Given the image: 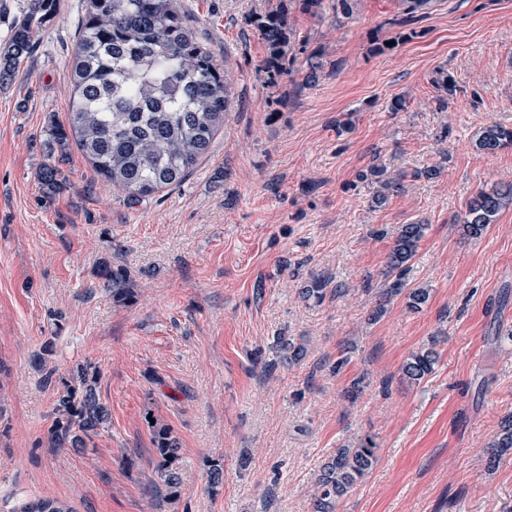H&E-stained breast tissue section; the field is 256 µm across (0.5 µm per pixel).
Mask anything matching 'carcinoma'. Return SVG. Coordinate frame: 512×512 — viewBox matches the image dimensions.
Returning a JSON list of instances; mask_svg holds the SVG:
<instances>
[{
  "instance_id": "1",
  "label": "carcinoma",
  "mask_w": 512,
  "mask_h": 512,
  "mask_svg": "<svg viewBox=\"0 0 512 512\" xmlns=\"http://www.w3.org/2000/svg\"><path fill=\"white\" fill-rule=\"evenodd\" d=\"M57 0H33L29 19L16 24L6 45L0 49V84L10 82L32 49L31 24L55 11ZM259 36L269 50V59L280 65L293 44V27L281 8L259 16ZM70 79L74 95L68 125L47 127L49 152L69 143L89 159L95 171L138 200L180 184L224 125L231 105L229 71L221 69L191 33L176 0H89L77 39L76 57ZM512 146V129L491 124L476 141L480 151L495 152ZM385 168L374 175L381 178L375 200L382 203L387 191L400 185L383 178ZM41 185L48 197L61 190L60 168L49 163L40 171ZM512 208V181L479 192L470 202L462 230L479 237L498 216ZM427 225L411 222L398 228L388 255L386 273L404 275L410 269ZM99 277L112 289L116 300L129 295L127 272L107 264ZM405 294L406 305L420 310L430 300L427 288L404 289L396 280L380 294L374 316L386 303ZM278 359L288 365L303 359L300 346L281 338ZM43 353L33 364L56 383L57 397L49 441L54 448L85 453L93 436L106 428L110 413L97 390V368L77 364L63 374L47 367ZM437 362L433 347L412 352L404 361L403 378L418 384L430 375ZM157 454L158 481L153 492L167 500L180 498L184 485L180 448L170 426L159 421L150 425ZM489 447L495 449L491 465L512 453V419L501 422ZM378 448L370 438L353 446L336 449L321 466L312 490V512H335L337 502L375 468ZM19 512H73L63 502L48 498L25 501Z\"/></svg>"
}]
</instances>
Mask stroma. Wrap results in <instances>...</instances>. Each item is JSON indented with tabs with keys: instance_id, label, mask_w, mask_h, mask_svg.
I'll list each match as a JSON object with an SVG mask.
<instances>
[{
	"instance_id": "stroma-1",
	"label": "stroma",
	"mask_w": 512,
	"mask_h": 512,
	"mask_svg": "<svg viewBox=\"0 0 512 512\" xmlns=\"http://www.w3.org/2000/svg\"><path fill=\"white\" fill-rule=\"evenodd\" d=\"M335 3L177 0L228 62L232 107L179 186L136 202L74 147L65 189L44 197L45 130L68 121L87 0L33 24L0 85V512L32 497L73 512H311L319 466L366 436L379 461L336 512H512V455L487 469L512 417V208L480 238L460 230L478 191L512 180V147H474L488 124L512 129V0H432L410 21L399 0ZM278 5L295 50L272 89L256 19ZM377 165L401 177L381 205ZM410 222L427 230L407 283L430 301L414 312L398 295L373 317ZM105 264L127 271V299ZM317 278L321 300L305 293ZM279 336L305 356L269 374ZM47 342L58 371L100 369L110 421L88 454L49 442L55 392L32 364ZM431 343L434 371L407 383L403 361ZM149 410L180 444L173 503L152 492ZM99 277L104 280L107 287L112 288V294L116 300L127 298L130 288H125L127 272L123 268H112L105 264L99 269Z\"/></svg>"
}]
</instances>
